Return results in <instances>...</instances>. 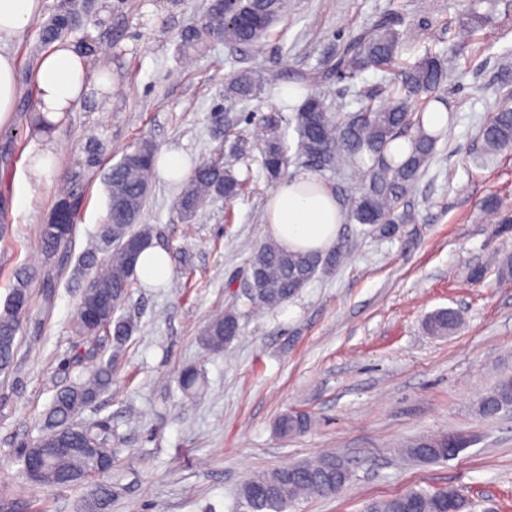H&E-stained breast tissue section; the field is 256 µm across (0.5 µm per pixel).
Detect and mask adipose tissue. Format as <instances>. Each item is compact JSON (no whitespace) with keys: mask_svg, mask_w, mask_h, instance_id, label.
Returning a JSON list of instances; mask_svg holds the SVG:
<instances>
[{"mask_svg":"<svg viewBox=\"0 0 512 512\" xmlns=\"http://www.w3.org/2000/svg\"><path fill=\"white\" fill-rule=\"evenodd\" d=\"M43 11V0H0V127L9 123L19 97L18 59L14 46ZM35 110L50 122L93 89L116 82L91 70L86 57L66 41H57L33 67ZM343 222L335 194L312 172L301 170L278 183L267 208L268 232L283 249L325 251L338 239Z\"/></svg>","mask_w":512,"mask_h":512,"instance_id":"ef3b65f1","label":"adipose tissue"}]
</instances>
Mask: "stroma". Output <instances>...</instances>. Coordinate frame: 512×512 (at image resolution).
<instances>
[{"label": "stroma", "mask_w": 512, "mask_h": 512, "mask_svg": "<svg viewBox=\"0 0 512 512\" xmlns=\"http://www.w3.org/2000/svg\"><path fill=\"white\" fill-rule=\"evenodd\" d=\"M209 2L89 0L68 40L93 43L91 68L110 71L117 88L104 101L88 94L66 114L51 142L55 166L39 180L26 168L40 146L29 130L37 26L15 47L21 95L0 129V305L19 270L31 278V304L14 363L0 373V497L78 512L90 486L31 484L16 451L39 437L58 387L108 362L111 385L79 415L112 427V469L102 478L113 493L108 512H245L237 491L248 477L325 453L349 460L350 484L290 512H362L370 500L414 487L454 488L476 512H512V412L486 419L477 410L512 375V277L489 262L512 255V232L498 233V216L485 205L492 196L512 203V153L486 169L467 161L504 97L496 76L512 62V0H291L278 36L258 49L216 42L203 53L185 50L181 34ZM384 13L402 27L421 25L434 49L460 64L441 88L457 119L403 201L418 223L383 240L342 225L346 262L279 308H254L250 251L268 238L273 189L256 161L261 129L242 121L235 169L250 178V195L215 201L190 222L177 209L182 183L155 178L140 221L167 251L173 279L133 289L120 312L137 332L123 347L104 339L87 355L70 321L90 277L82 256L102 245L106 178L123 151L147 138L190 167L212 158L224 140L211 115L224 110L234 69L253 67L272 87L298 84L328 69L340 45ZM93 141L101 163L79 185L72 244L45 260L39 227ZM440 308L461 312L457 332H428L425 318ZM228 309L240 334L211 351L201 331ZM187 366L199 376L189 392L177 383ZM289 412L310 417L304 433L277 431ZM442 432L471 444L444 463L399 455L408 441Z\"/></svg>", "instance_id": "stroma-1"}]
</instances>
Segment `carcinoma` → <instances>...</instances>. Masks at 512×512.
Masks as SVG:
<instances>
[{"mask_svg": "<svg viewBox=\"0 0 512 512\" xmlns=\"http://www.w3.org/2000/svg\"><path fill=\"white\" fill-rule=\"evenodd\" d=\"M234 17L224 15V4L213 0L203 24L182 34V46L188 50H207L213 40L232 46L257 47L271 34L272 28L285 15L288 0H237L230 6ZM75 8L65 7L38 33V46L46 47L63 39L72 31ZM407 54L415 61L400 68L395 64ZM452 61L443 51L421 48L418 37L396 28L389 17H381L352 34L336 56L332 72L352 81L366 71L382 73V87L354 90L355 109L335 112L323 90L328 75L313 73L307 81L316 86L292 107L290 122L296 133L295 145L288 142V126L282 116L269 112L260 118L264 130L258 150L260 168L266 181L275 184L286 177L288 166L304 160L321 171L336 176L354 168L357 181L351 195H338L344 221L362 226V231L381 239L393 237L401 224L417 223L414 211L403 207L408 192L427 171L436 154L438 138L423 124L425 112L432 103L442 104L453 120L454 110L448 100L438 95L447 80ZM264 81L258 71L241 68L224 86L227 113H213L211 120L224 130L231 142L229 153L240 148L236 128L239 102L261 98ZM512 151V100L505 99L497 111L480 127L471 150L472 162L483 166L498 155ZM158 148L149 139H141L115 163L107 178L108 209L106 225L121 223L124 233L103 247L104 259L97 252L86 253L83 266L95 270L83 289L74 310L72 325L77 335L90 345L102 337L111 339L116 347L124 345L137 331L133 319L118 314L132 289L140 287L135 274L132 245L142 250L151 245L152 230L138 223L151 190L156 172ZM97 164L96 154L88 152L70 178L71 187L59 194L57 203H72L69 224L62 228L42 225L41 247L46 257L72 242L81 207L76 186L89 169ZM249 180L237 175L234 163L213 158L194 166L178 199L181 215L191 220L210 203L224 199L230 203L245 193ZM489 205L500 211L501 230L512 231V209L492 197ZM344 258L339 246L327 252L285 251L272 240L254 249L250 257L252 300L269 307L288 302L320 271L331 270ZM30 301L29 282L18 277L3 309L0 310V372L14 362L16 338L20 329L21 311L16 302ZM462 322L458 311L439 309L426 320L429 331L445 335L457 330ZM238 319L232 310L211 320L202 331L204 344L212 351L224 349V343L238 334ZM112 368L101 366L82 383L57 390L47 412L44 428L32 443L20 445L17 455L27 467L29 454L35 448L52 450L63 444L72 449L47 459L41 480L44 486H72L93 481L92 462L82 449L93 448L101 457L112 458V427L101 422L77 423L74 418L91 405L111 384ZM512 409V378H504L478 402V411L485 418ZM308 425L307 415L287 413L278 428L284 435L300 434ZM466 449L465 441L448 433L416 439L402 449L410 459L425 463L448 461ZM352 478L349 464L336 455L264 471L250 476L241 486L239 496L247 512H287L303 496L331 495ZM112 501L111 487H101L86 503V512H100ZM456 512L468 507L466 499L455 489H411L403 494L366 504L365 512H448V504Z\"/></svg>", "mask_w": 512, "mask_h": 512, "instance_id": "cac0c4a2", "label": "carcinoma"}]
</instances>
